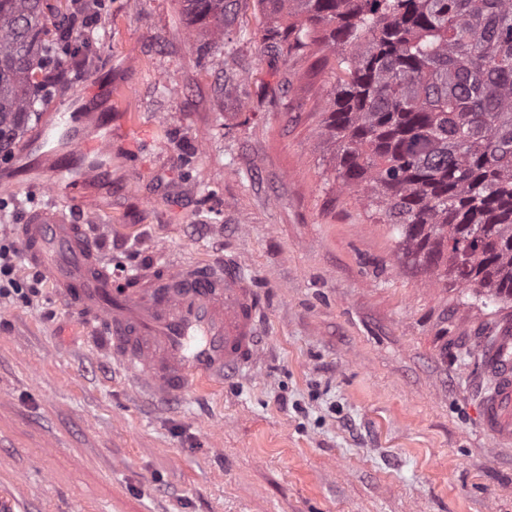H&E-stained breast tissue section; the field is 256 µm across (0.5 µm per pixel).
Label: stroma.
Returning a JSON list of instances; mask_svg holds the SVG:
<instances>
[{
  "label": "stroma",
  "mask_w": 512,
  "mask_h": 512,
  "mask_svg": "<svg viewBox=\"0 0 512 512\" xmlns=\"http://www.w3.org/2000/svg\"><path fill=\"white\" fill-rule=\"evenodd\" d=\"M98 47L53 105L111 119L96 176L66 146L0 160V241L53 207L116 286L143 264L232 260L260 308L261 359L182 396L131 389L48 282L0 297V512H512V443L486 434L481 347L512 301L405 258L368 193L344 187L322 136L337 65L322 45L265 42L246 0L207 54L183 0H53ZM112 81L104 92L101 78ZM83 202L55 185V165Z\"/></svg>",
  "instance_id": "obj_1"
}]
</instances>
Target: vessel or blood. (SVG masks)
Masks as SVG:
<instances>
[{"instance_id": "obj_1", "label": "vessel or blood", "mask_w": 512, "mask_h": 512, "mask_svg": "<svg viewBox=\"0 0 512 512\" xmlns=\"http://www.w3.org/2000/svg\"><path fill=\"white\" fill-rule=\"evenodd\" d=\"M67 128L65 110H55L19 150L43 148L51 131ZM18 235L28 262L52 282L57 300L144 392L169 399L195 384L223 383L256 362L258 309L234 265L180 264L160 272L146 264L135 272L138 287L117 293L93 242L62 212H30ZM485 357L492 390L482 402L481 426L511 443L512 335L496 337Z\"/></svg>"}]
</instances>
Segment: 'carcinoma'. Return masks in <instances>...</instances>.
I'll use <instances>...</instances> for the list:
<instances>
[{
  "label": "carcinoma",
  "instance_id": "carcinoma-1",
  "mask_svg": "<svg viewBox=\"0 0 512 512\" xmlns=\"http://www.w3.org/2000/svg\"><path fill=\"white\" fill-rule=\"evenodd\" d=\"M269 2L293 21L274 20L265 40L349 48L325 125L344 183L379 199L404 256L512 300V0ZM184 3L221 49L241 0ZM86 45L49 0H0L1 158L46 100L56 58Z\"/></svg>",
  "mask_w": 512,
  "mask_h": 512
}]
</instances>
